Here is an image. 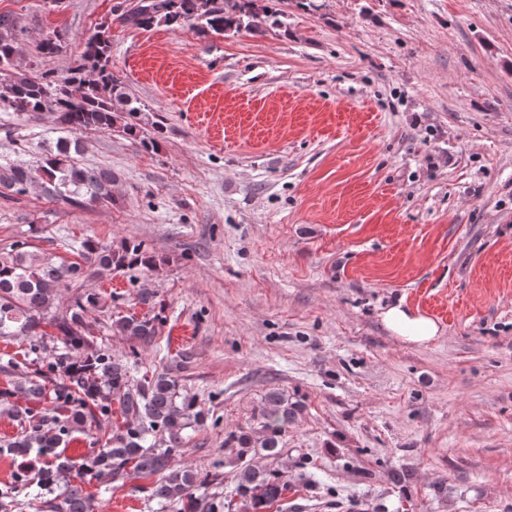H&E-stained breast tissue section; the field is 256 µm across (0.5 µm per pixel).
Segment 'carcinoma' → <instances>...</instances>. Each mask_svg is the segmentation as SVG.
Returning a JSON list of instances; mask_svg holds the SVG:
<instances>
[{"mask_svg":"<svg viewBox=\"0 0 512 512\" xmlns=\"http://www.w3.org/2000/svg\"><path fill=\"white\" fill-rule=\"evenodd\" d=\"M281 0H125L114 11L121 24L148 29L193 27L206 35L223 36L259 23H280ZM23 30L16 18L0 13V111L37 117L56 114L57 122L71 131H110L128 136L141 132V108L122 92L112 72V27L102 24L84 42L77 63L63 76L32 77L17 68ZM68 35L52 31L39 45L43 55L60 53ZM81 151L77 138L60 141L55 152L37 166L0 165V188L24 195L32 187L52 201L81 208L112 202V171L82 166L74 161ZM79 260L57 262L28 242L16 241L0 250V338L25 336V362L6 356L0 373V411L15 415L16 435L0 440V456H35L42 467L30 475L19 472L0 488V512H94L84 484L108 476L114 483L132 477H157L150 497L177 512H214L212 500L200 489L199 473L176 462L185 432L204 426V411L182 392L179 373L190 355L182 352L161 370L140 371L137 361L98 343L100 328L85 313L105 301L99 293L82 291L93 278L114 272L134 283L139 275L157 269L155 256L143 242L124 239L115 247L90 239L72 249ZM62 288L75 294L66 307L58 304ZM163 317L115 315L109 329L140 346H151ZM53 329L58 350L46 352L47 328ZM42 408L17 409L19 399ZM119 411L123 423L96 437L98 450L75 462L61 449L74 432L100 427V418ZM300 411L299 403L284 392L269 391L253 415V422L232 435L230 451L241 462L235 492L253 512L278 500L288 485V473L279 467L282 437ZM71 475L61 491L58 476Z\"/></svg>","mask_w":512,"mask_h":512,"instance_id":"carcinoma-1","label":"carcinoma"}]
</instances>
